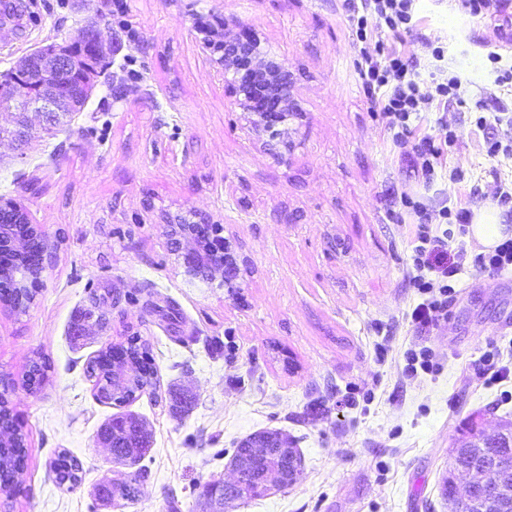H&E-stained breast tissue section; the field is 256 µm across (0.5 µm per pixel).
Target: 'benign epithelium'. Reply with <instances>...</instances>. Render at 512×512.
Returning <instances> with one entry per match:
<instances>
[{"mask_svg":"<svg viewBox=\"0 0 512 512\" xmlns=\"http://www.w3.org/2000/svg\"><path fill=\"white\" fill-rule=\"evenodd\" d=\"M196 39L224 77L230 97L248 114L250 129L257 140L288 117L302 114L294 94L288 67L271 57L261 45L256 32L235 19L215 18L202 26L195 24ZM86 65L79 53L68 46L49 45L25 58L6 76L0 77V88L11 89L14 84L31 88L27 98H13L0 106L16 115L14 129L6 130L11 140H25L27 114H42L48 125L59 116L75 111L72 94L60 90L59 77L80 73L82 83L77 92L85 97L92 91L91 77L84 74ZM14 203L0 200V253L7 258L0 261V300L20 310L17 293L25 288L35 291L43 285V274L52 263L53 252L48 236L38 224H25L19 215H11ZM194 214H168L164 218L166 235L175 241V251L190 275L233 287L242 273L243 261L232 249L231 243L220 236L221 248L215 250L196 233L197 224H208L210 219ZM243 485L241 476L233 473V480L217 481L206 495L208 512H226L227 504L235 498Z\"/></svg>","mask_w":512,"mask_h":512,"instance_id":"7a95c632","label":"benign epithelium"}]
</instances>
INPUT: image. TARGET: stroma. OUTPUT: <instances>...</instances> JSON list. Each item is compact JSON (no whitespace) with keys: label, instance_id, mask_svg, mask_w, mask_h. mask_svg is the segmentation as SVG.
Here are the masks:
<instances>
[{"label":"stroma","instance_id":"obj_1","mask_svg":"<svg viewBox=\"0 0 512 512\" xmlns=\"http://www.w3.org/2000/svg\"><path fill=\"white\" fill-rule=\"evenodd\" d=\"M124 3L115 17L109 0H0V72L91 23L112 48L81 111L49 130L30 113L23 150L0 142V199L20 203L54 248L29 307L0 302V389L29 448L16 491H0V512H103L90 490L113 464L96 432L116 409L96 399L85 367L132 333L149 345L157 387L130 409L154 444L138 501L110 512H171L174 502L206 512L199 485L230 479L227 456L262 430L288 436L303 474L232 512H451L441 485L462 422L489 431L512 422V378L474 373L491 346H512V269L478 273L480 245L455 237L450 250L469 260L449 319L416 328L406 314L420 297L396 216L402 194L435 209L461 184L472 211L496 205L512 158L486 156L463 109L426 111L428 133L452 126L457 143L446 170L419 179L413 152L391 150L369 108L352 0ZM497 4L498 17L472 18L455 0H418L405 39L422 78L458 77L468 105L512 117V85L495 82L497 66L512 65L498 31L512 0ZM197 14L238 19L287 61L303 115L278 125L272 147L254 139L199 50ZM451 167L463 182L449 180ZM189 210L223 225L245 260L240 287L185 273L161 218ZM89 308L108 328L73 346V317ZM422 346L439 371L401 380L403 352ZM38 355L49 379L33 393L23 376ZM182 386L196 403L175 415L167 392ZM62 450L82 466L72 490L50 469Z\"/></svg>","mask_w":512,"mask_h":512}]
</instances>
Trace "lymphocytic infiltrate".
Masks as SVG:
<instances>
[{"instance_id":"f902f5d3","label":"lymphocytic infiltrate","mask_w":512,"mask_h":512,"mask_svg":"<svg viewBox=\"0 0 512 512\" xmlns=\"http://www.w3.org/2000/svg\"><path fill=\"white\" fill-rule=\"evenodd\" d=\"M414 0H360L353 8L348 23L357 42L373 44V51L363 52L360 78L371 95L374 111L387 119L395 134L398 147H412L418 172L423 178H431L442 155L435 148L420 123L421 107L438 110L450 106H464L457 79L436 83L433 93L421 92L418 76L413 69L405 46L373 42L375 27L386 28L393 35L410 31L413 27ZM402 202L416 218L407 232L414 243L411 261L415 269L410 284L422 295L411 312L416 326L427 327L447 319L448 303L455 289L452 278L460 269L461 254L451 252L448 240L451 234L465 235L471 217L472 195L460 191L451 206L432 212L410 197ZM448 223L443 232L433 231V220Z\"/></svg>"}]
</instances>
